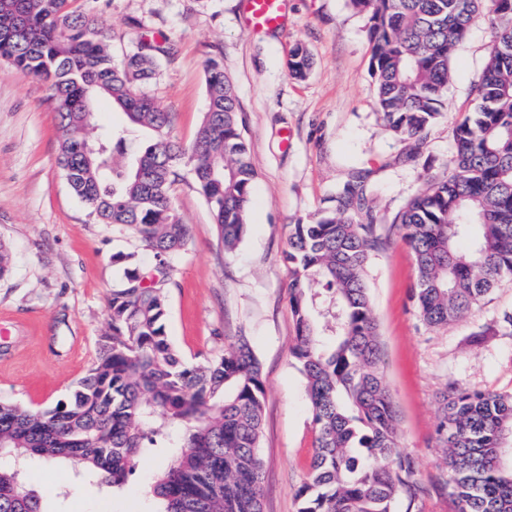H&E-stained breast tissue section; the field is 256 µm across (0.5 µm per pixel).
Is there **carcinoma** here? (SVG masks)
<instances>
[{"label": "carcinoma", "instance_id": "carcinoma-1", "mask_svg": "<svg viewBox=\"0 0 512 512\" xmlns=\"http://www.w3.org/2000/svg\"><path fill=\"white\" fill-rule=\"evenodd\" d=\"M74 0H0V59L44 81L58 116V165L88 216L122 224L152 253L125 269L107 298L109 331L69 399L43 410L0 401V512H46L24 474L35 458L69 463L91 484L122 487L145 452L169 457L149 489L151 512H262L264 384L244 338L196 365L166 333L167 259L188 243L172 187L191 165L224 251L246 229L255 170L232 83L206 61L208 106L194 140L170 136L172 113L144 91L156 41L114 62L107 30ZM372 43L375 105L398 138L419 144L441 112L451 59L479 14L492 46L476 106L455 128L445 171L429 175L394 220L416 261L411 301L421 321L455 322L512 278V0H350ZM296 46L289 74L307 77ZM128 109L127 126L94 124L95 103ZM360 180L338 208L288 225L283 260L295 318L293 357L307 382L315 433L299 512H394L419 487L400 449L393 397L366 267L385 247ZM479 226L471 234L470 226ZM456 512H512V464L493 463L512 438V393L451 387L438 426Z\"/></svg>", "mask_w": 512, "mask_h": 512}]
</instances>
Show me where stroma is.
Here are the masks:
<instances>
[{"mask_svg": "<svg viewBox=\"0 0 512 512\" xmlns=\"http://www.w3.org/2000/svg\"><path fill=\"white\" fill-rule=\"evenodd\" d=\"M76 3L109 28L115 59L145 39L166 43L169 54L147 90L173 113L180 142L192 141L206 110L207 58L220 54L233 83L256 171L246 232L226 255L191 175L174 185L190 240L169 259L167 334L197 364L222 356L238 337L249 340L265 388L263 512H298L314 444L305 378L291 353L295 319L282 260L288 227L335 210L337 190L357 173L386 241L370 260L367 281L401 448L420 485L415 500L400 498L395 512H455L436 432L440 394L451 384L512 393V335L496 329L512 313V279L461 320L426 327L410 300L415 261L393 220L426 173L445 170L454 129L488 61L485 19L475 17L459 43L442 112L415 148L396 139L376 110L368 22L349 0H292L283 27L273 31L247 28L244 0ZM299 44L313 61L302 81L288 75ZM48 97L43 82L0 62V242L12 255L11 271L0 279V400L34 409L67 401L87 375L109 326L106 298L123 267L153 263L130 231L91 221L69 189ZM118 252L126 265L113 262ZM165 465L158 454L142 455L124 488L99 490L91 500L70 468L39 463L26 477L47 512H147V490Z\"/></svg>", "mask_w": 512, "mask_h": 512, "instance_id": "obj_1", "label": "stroma"}]
</instances>
